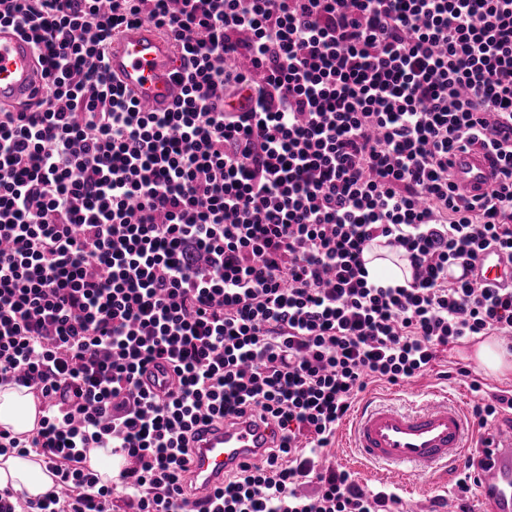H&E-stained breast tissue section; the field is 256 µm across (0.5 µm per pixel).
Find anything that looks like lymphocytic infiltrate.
<instances>
[{"mask_svg":"<svg viewBox=\"0 0 512 512\" xmlns=\"http://www.w3.org/2000/svg\"><path fill=\"white\" fill-rule=\"evenodd\" d=\"M143 23L178 58L168 112L107 74ZM2 26L45 78L0 108V384L43 412L0 455L64 481L37 512H112L93 448L135 459L134 512H185L196 427L241 418L273 445L199 512H403L317 462L370 383L512 336V284L448 279L491 247L512 264V0H0ZM467 145L498 161L475 198L452 180ZM374 244L410 280H369Z\"/></svg>","mask_w":512,"mask_h":512,"instance_id":"1","label":"lymphocytic infiltrate"}]
</instances>
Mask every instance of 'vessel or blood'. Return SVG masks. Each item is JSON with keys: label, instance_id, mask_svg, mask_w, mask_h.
Here are the masks:
<instances>
[{"label": "vessel or blood", "instance_id": "b4317fda", "mask_svg": "<svg viewBox=\"0 0 512 512\" xmlns=\"http://www.w3.org/2000/svg\"><path fill=\"white\" fill-rule=\"evenodd\" d=\"M175 67L170 41L145 24L130 26L110 47V77L153 112L171 110L180 94ZM41 82L32 44L15 29L0 28V107H24ZM452 172L459 189L478 196L493 181L496 165L487 152L467 147L454 155ZM503 277V263L491 250L473 264L448 269L449 280L456 282L494 284ZM270 436L269 427L247 421L201 432L188 462L193 501H203L225 472L268 447ZM349 442L358 462L402 480L454 468L477 452L486 463L478 473L482 512H512V426L477 444L458 398L435 394L416 405L366 402L351 420Z\"/></svg>", "mask_w": 512, "mask_h": 512}]
</instances>
